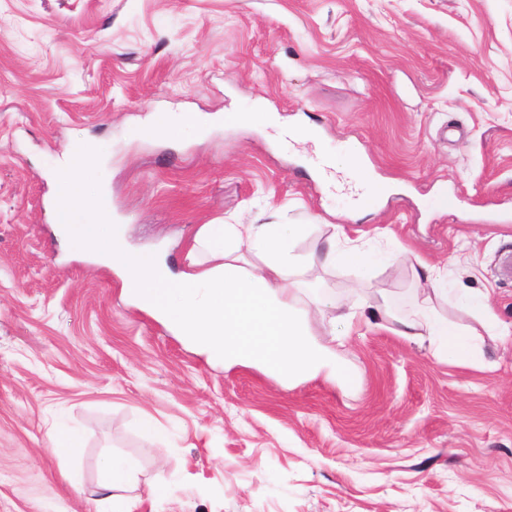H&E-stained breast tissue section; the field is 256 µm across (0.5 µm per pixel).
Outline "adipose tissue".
Returning <instances> with one entry per match:
<instances>
[{
  "label": "adipose tissue",
  "mask_w": 512,
  "mask_h": 512,
  "mask_svg": "<svg viewBox=\"0 0 512 512\" xmlns=\"http://www.w3.org/2000/svg\"><path fill=\"white\" fill-rule=\"evenodd\" d=\"M90 153L84 143L72 149L55 181L52 208L69 251L122 269L143 307L219 363L259 367L290 382L322 374L347 378L335 348L311 340L310 322L314 313L334 306L338 321L349 326L357 312L350 305L335 306L327 298L315 300L310 309L301 306V289L291 273L300 263L294 244L305 235L304 225H203L186 256L185 271L172 273L163 259L124 251L123 225L104 218L111 210L107 195L89 189ZM395 258L392 252L368 254L332 241L308 262L324 267L353 265L367 273ZM412 271L429 283L435 299L452 296L472 310L476 324L463 326L428 304L407 318L392 317L387 308H380L383 318L393 319L396 335L428 342L437 361L465 366L476 361L477 330L512 345V322L496 317L488 292L449 289L439 269L422 262L413 265ZM133 480L130 462L103 458L95 512H130L124 493Z\"/></svg>",
  "instance_id": "obj_1"
}]
</instances>
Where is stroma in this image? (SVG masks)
Returning <instances> with one entry per match:
<instances>
[{
    "mask_svg": "<svg viewBox=\"0 0 512 512\" xmlns=\"http://www.w3.org/2000/svg\"><path fill=\"white\" fill-rule=\"evenodd\" d=\"M158 113L172 137L144 135ZM84 138L131 253L177 268L201 225L306 224L304 257L332 237L408 254L309 269L313 292L405 315L431 293L417 258L512 321V0H0V512H94L112 453L133 512H512L511 345L479 336L461 367L357 323L350 386L217 365L61 253L51 188ZM354 155L388 187L366 215ZM52 447L61 451L66 458L73 459L79 455L82 444L76 433L62 431L53 436Z\"/></svg>",
    "mask_w": 512,
    "mask_h": 512,
    "instance_id": "35a3bbf8",
    "label": "stroma"
}]
</instances>
